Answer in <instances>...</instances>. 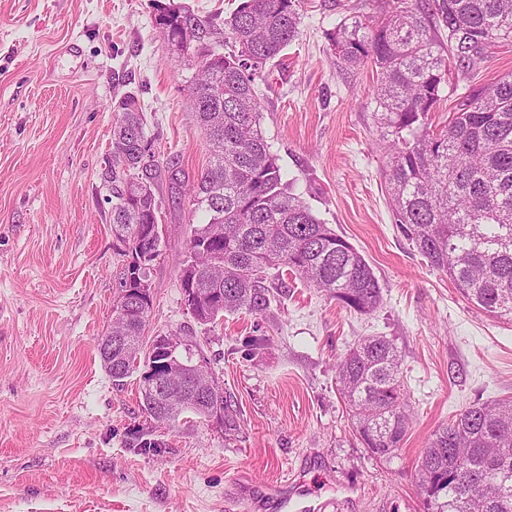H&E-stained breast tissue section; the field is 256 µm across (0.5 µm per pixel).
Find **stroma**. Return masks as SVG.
Wrapping results in <instances>:
<instances>
[{
	"mask_svg": "<svg viewBox=\"0 0 512 512\" xmlns=\"http://www.w3.org/2000/svg\"><path fill=\"white\" fill-rule=\"evenodd\" d=\"M223 23L238 0H0V512H281L258 486L290 478L334 512H432L416 469L465 408L512 397V322L466 301L396 226L383 183L370 68L347 70L327 34L377 0H303L296 39L266 68L261 128L314 215L371 265L372 315L290 272L263 314L198 323L180 276L194 224L162 185V252L144 337L196 345L237 427L182 415L146 423L140 372L114 385L98 344L125 256L101 181L115 108L135 94L156 158L186 179L209 161L187 107L193 75L156 23L169 2ZM268 342L253 349V337ZM393 339L413 417L396 458L357 440L336 364L360 337ZM150 428L158 450L138 448Z\"/></svg>",
	"mask_w": 512,
	"mask_h": 512,
	"instance_id": "35a3bbf8",
	"label": "stroma"
}]
</instances>
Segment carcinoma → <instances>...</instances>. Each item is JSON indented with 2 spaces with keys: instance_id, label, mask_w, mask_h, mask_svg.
Wrapping results in <instances>:
<instances>
[{
  "instance_id": "carcinoma-1",
  "label": "carcinoma",
  "mask_w": 512,
  "mask_h": 512,
  "mask_svg": "<svg viewBox=\"0 0 512 512\" xmlns=\"http://www.w3.org/2000/svg\"><path fill=\"white\" fill-rule=\"evenodd\" d=\"M300 0H241L224 19L233 49L218 52L213 20L178 7L157 23L190 58L196 76L189 107L210 160L188 186L189 202L210 215L191 229L180 288L195 290L190 314L212 323L226 312L259 314L272 302L266 271L286 267L345 309L360 315L383 302L364 256L312 213L285 179L260 125L268 63L298 36ZM348 68L375 72V119L387 140L385 188L395 224L431 267L448 275L478 309L512 320V74L474 88L450 81L449 62L466 75L481 51L512 41V0H382L379 14L342 20L328 33ZM443 128L432 114L449 97ZM139 100L125 96L112 127V155L102 172L112 202V232L128 261L118 283L151 288L148 265L160 254L156 190L181 183L175 158L142 165ZM112 318V357L100 354L115 385L136 369L151 293L130 294ZM402 358L385 336H364L337 363L338 384L355 417V433L377 459L397 454L412 412ZM165 398L141 385L143 411L169 423L191 412L236 426L224 388ZM419 487L436 512H512V399L474 404L437 430L418 466Z\"/></svg>"
}]
</instances>
